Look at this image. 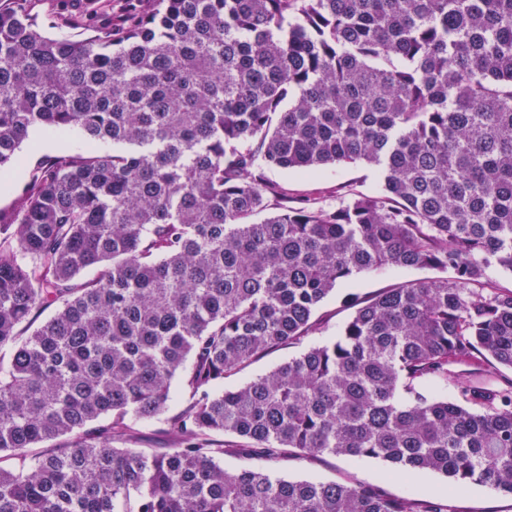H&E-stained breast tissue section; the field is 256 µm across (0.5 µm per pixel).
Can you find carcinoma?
Instances as JSON below:
<instances>
[{
  "label": "carcinoma",
  "instance_id": "obj_1",
  "mask_svg": "<svg viewBox=\"0 0 512 512\" xmlns=\"http://www.w3.org/2000/svg\"><path fill=\"white\" fill-rule=\"evenodd\" d=\"M137 9L73 39L0 4V169L37 126L85 138L0 210V512H454L229 472L227 447L512 495V391L458 374L461 400L427 393L452 364L512 368V290L487 282L512 272V0ZM356 162L383 192L330 211L266 175ZM424 267L454 278L361 299L335 339L214 389L316 330L354 276ZM160 417L164 447H137L133 421Z\"/></svg>",
  "mask_w": 512,
  "mask_h": 512
}]
</instances>
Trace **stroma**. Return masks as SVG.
Masks as SVG:
<instances>
[{
  "instance_id": "obj_1",
  "label": "stroma",
  "mask_w": 512,
  "mask_h": 512,
  "mask_svg": "<svg viewBox=\"0 0 512 512\" xmlns=\"http://www.w3.org/2000/svg\"><path fill=\"white\" fill-rule=\"evenodd\" d=\"M119 0H29L28 12L39 30L48 31L57 22L67 21V34L78 35L88 30L105 32L114 21ZM44 131L32 132L21 146L24 167L9 166L0 170L9 182L0 187V209H7L27 180L29 164L45 154L81 147L84 137L79 131L69 132L66 140L44 144ZM270 180L280 183L288 191V199L298 203L304 200L327 210L340 207L349 194H376L382 190L378 172L363 163L336 164L323 169L294 173L269 171ZM444 272L433 268H384L357 277L353 287L336 289L314 314L319 324L316 333L306 336L301 343L283 347L252 363L234 376L227 378L230 386H241L280 364L295 357L310 346L324 343L337 336L353 312L351 298H368L385 289L409 280H430L443 277ZM224 468L228 471L263 469L294 479L341 481L352 485L375 484L393 496L411 493L444 502L454 512H512V496L503 494L488 484L470 485L463 493H455L445 477L435 473H421L408 479L404 470L389 469L378 460L322 455L302 460L284 454L270 459L262 455L243 456L234 449L224 454Z\"/></svg>"
}]
</instances>
